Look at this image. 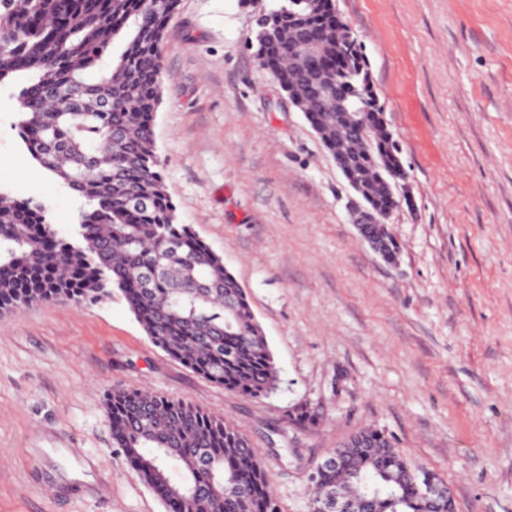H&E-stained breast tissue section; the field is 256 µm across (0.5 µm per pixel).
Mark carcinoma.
I'll return each mask as SVG.
<instances>
[{
    "mask_svg": "<svg viewBox=\"0 0 512 512\" xmlns=\"http://www.w3.org/2000/svg\"><path fill=\"white\" fill-rule=\"evenodd\" d=\"M178 0H0V84L24 74L16 127L31 158L73 192L83 245L58 237L45 207L0 195V309L61 299L96 303L118 294L150 342L194 373L258 399L278 369L247 292L188 224L165 183L154 119L162 50ZM276 34L255 54L302 112L348 182L376 215L399 207L403 169L361 42L336 0H281ZM325 36L321 68L288 59V45ZM70 90L78 111L55 108ZM112 103V110L102 104ZM147 205L135 209L132 196ZM372 230L390 264L399 246ZM112 439L168 512H279L263 462L238 426L203 407L114 388ZM339 465L319 472L310 512L332 492L346 512H444L422 496L413 470L382 432L362 429ZM182 470V483L169 476Z\"/></svg>",
    "mask_w": 512,
    "mask_h": 512,
    "instance_id": "obj_1",
    "label": "carcinoma"
}]
</instances>
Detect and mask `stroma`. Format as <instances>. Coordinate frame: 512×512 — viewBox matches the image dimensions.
Listing matches in <instances>:
<instances>
[{
    "mask_svg": "<svg viewBox=\"0 0 512 512\" xmlns=\"http://www.w3.org/2000/svg\"><path fill=\"white\" fill-rule=\"evenodd\" d=\"M277 5L180 0L154 126L179 220L245 288L277 389L247 399L193 373L117 296L0 312V512H167L112 440L116 387L235 423L282 512H309V473L365 428L457 512H512V0H336L408 174L394 266L359 240L361 199L258 65ZM21 87L0 85V192L74 239V193L18 134Z\"/></svg>",
    "mask_w": 512,
    "mask_h": 512,
    "instance_id": "35a3bbf8",
    "label": "stroma"
}]
</instances>
